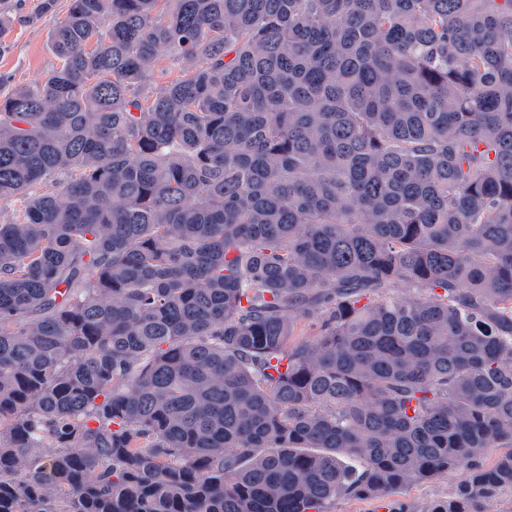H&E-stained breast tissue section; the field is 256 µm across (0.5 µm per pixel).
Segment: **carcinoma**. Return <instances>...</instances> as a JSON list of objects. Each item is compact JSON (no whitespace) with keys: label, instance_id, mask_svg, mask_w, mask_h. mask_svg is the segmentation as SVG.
<instances>
[{"label":"carcinoma","instance_id":"1","mask_svg":"<svg viewBox=\"0 0 512 512\" xmlns=\"http://www.w3.org/2000/svg\"><path fill=\"white\" fill-rule=\"evenodd\" d=\"M50 50L0 91V512L512 494V0H69ZM456 480L450 476H439L425 482L412 484L389 496L391 501L406 504L407 512H428L430 503L448 497Z\"/></svg>","mask_w":512,"mask_h":512}]
</instances>
